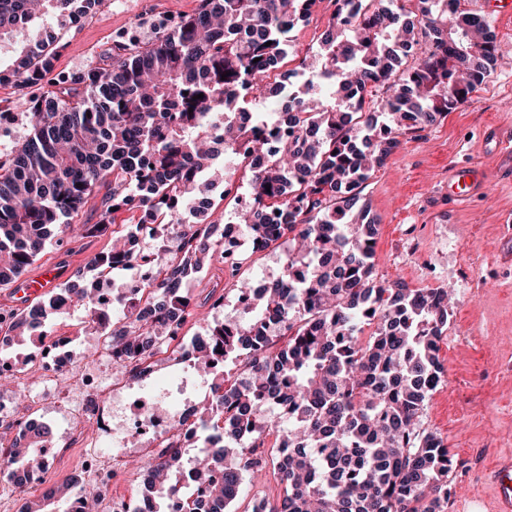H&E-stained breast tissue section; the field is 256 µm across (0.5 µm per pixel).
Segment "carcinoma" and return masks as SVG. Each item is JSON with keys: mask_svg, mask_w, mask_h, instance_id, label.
Segmentation results:
<instances>
[{"mask_svg": "<svg viewBox=\"0 0 512 512\" xmlns=\"http://www.w3.org/2000/svg\"><path fill=\"white\" fill-rule=\"evenodd\" d=\"M319 0H200L196 12L152 26L150 38H120L105 59L62 77L55 90L24 94L29 134L0 156V285L15 282L44 250L52 228L69 223L86 196L107 188L99 219L80 235L108 232L116 211L138 210L183 228L162 251L154 281L112 297L120 315L105 332L112 369L143 362L158 341L166 349L191 316L186 280L215 256L208 222L212 177L237 138L249 141L255 204L236 212L262 249L289 243L281 276L255 293L240 288L248 319L206 325L209 344L194 367L210 376L209 397L194 408L205 441L194 481L207 500L185 499L182 512H226L244 476L277 471L280 495L268 512H443L452 489L453 459L442 437L420 426L422 411L443 381L440 342L448 325V288H411L376 281L378 224L357 209L373 172L399 147L407 128L423 129L465 103L497 67L495 36L467 8L468 0H386L353 22L331 15L315 62L300 67L331 78L323 98L285 104L280 119L296 135L266 161L267 139L246 112L226 117L239 83L264 100L279 89L267 72L288 56V34ZM102 0H0V43L12 56L0 76L27 84L52 70L57 47L35 29L55 14L66 21L93 12ZM229 76L222 77V74ZM382 87V120L393 134L368 149L372 116L349 110L353 89ZM203 94L198 99L196 95ZM283 213L279 224L268 214ZM135 225L94 256L91 288L70 286L73 305L95 307L99 285L116 264L138 261ZM61 311L34 306L9 314L22 340ZM376 324L368 340L360 325ZM234 375L220 370L227 360ZM278 437L275 459L266 439ZM34 441L0 455V469L38 468ZM142 472L152 512H170L180 496L182 450ZM224 470V483L212 475ZM78 475L35 503L53 512L68 500Z\"/></svg>", "mask_w": 512, "mask_h": 512, "instance_id": "obj_1", "label": "carcinoma"}]
</instances>
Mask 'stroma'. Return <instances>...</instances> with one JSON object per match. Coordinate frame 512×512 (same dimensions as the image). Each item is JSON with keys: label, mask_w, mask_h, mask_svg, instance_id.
Wrapping results in <instances>:
<instances>
[{"label": "stroma", "mask_w": 512, "mask_h": 512, "mask_svg": "<svg viewBox=\"0 0 512 512\" xmlns=\"http://www.w3.org/2000/svg\"><path fill=\"white\" fill-rule=\"evenodd\" d=\"M199 0H103L80 24H66L53 61L57 74L75 75L99 60L125 31L149 35V22L193 14ZM313 25L292 31L294 50L283 62L294 69L317 51L330 18L321 0ZM502 64L473 93L469 102L422 131H406L401 145L368 180L362 198L378 226L375 275L379 281H404L412 288L449 285L455 302L440 347L445 381L428 400L421 423L447 441L453 455L448 480L453 487L445 512H493L497 485L490 472L500 456L512 455V183L503 184L512 167L493 152L494 132L512 134V18H489ZM20 82L0 84V155L11 152L28 133L18 103ZM487 167L490 185L467 206L448 200V172ZM111 236L81 237L62 232L27 267L33 276L57 261L66 280L88 273L89 262L108 251ZM235 275L215 263L197 274L187 290L197 316L184 326V338L201 332L204 322L240 318L237 288L257 277L275 279L283 268L284 247L245 250ZM221 305L207 304L210 294ZM88 312L74 306L53 315L44 326L52 337H66L80 360L100 349L104 336L85 331Z\"/></svg>", "instance_id": "stroma-1"}]
</instances>
